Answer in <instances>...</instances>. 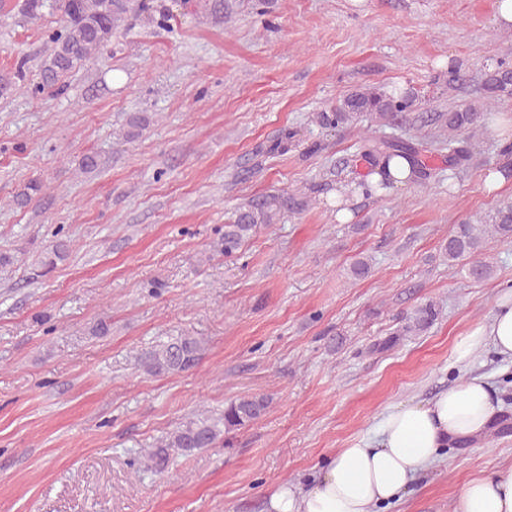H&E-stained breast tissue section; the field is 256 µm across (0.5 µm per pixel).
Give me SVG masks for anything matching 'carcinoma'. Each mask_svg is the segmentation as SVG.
<instances>
[{"mask_svg":"<svg viewBox=\"0 0 512 512\" xmlns=\"http://www.w3.org/2000/svg\"><path fill=\"white\" fill-rule=\"evenodd\" d=\"M64 24L47 31L48 54L40 69V81L32 87V93L45 91L60 93L64 79L87 60L103 51L128 15L132 12L147 15L157 26H166L168 16L159 11L153 0H60ZM482 101L450 112H439L435 121L448 135L442 142L448 145V159L462 162L467 157V146L459 139L462 134L474 138L480 133V114L491 110L495 99L502 93L512 92V64L501 61L495 68L484 73L481 83ZM416 106V96L399 88L384 90L377 87L359 88L349 93L329 112H321L316 122L325 128L339 129L358 123L364 116L383 124H393L407 118ZM362 157L368 163L387 170L395 157H409L418 168L420 177L427 176L421 160L425 151L422 137L415 141L377 140L362 138ZM306 201L296 194L268 195L252 199L239 207L224 225L220 252L230 257L235 254L256 230L259 224H275L280 217L291 211H299ZM492 239H512V202L504 201L481 224H460L448 237L445 254L448 262L469 256L473 258L467 269L468 275L482 280L490 277L492 266L480 258L484 245ZM69 252L67 239L58 238L50 253L43 256L40 264L51 270L55 260H63ZM436 317L434 306L427 304L416 311L413 326L419 330L428 327ZM205 353L204 343L194 336H176L160 342L138 354L136 364L151 376L175 375L195 368ZM271 401L263 395L236 399L220 413L205 410L181 423L175 430L161 437L148 450L146 468L164 473L169 470L176 456L188 457L207 448L228 444V436L244 429L260 419L270 407Z\"/></svg>","mask_w":512,"mask_h":512,"instance_id":"obj_1","label":"carcinoma"}]
</instances>
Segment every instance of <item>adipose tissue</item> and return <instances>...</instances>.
<instances>
[{"label": "adipose tissue", "mask_w": 512, "mask_h": 512, "mask_svg": "<svg viewBox=\"0 0 512 512\" xmlns=\"http://www.w3.org/2000/svg\"><path fill=\"white\" fill-rule=\"evenodd\" d=\"M512 361V289L500 291L488 322L456 345V360L470 364L483 348ZM489 383L465 375L429 401L414 398L385 409L371 436L338 449L316 482L304 492L281 486L268 512H375L399 498L460 440L482 437L494 415ZM453 512H512V471L473 477Z\"/></svg>", "instance_id": "1"}]
</instances>
